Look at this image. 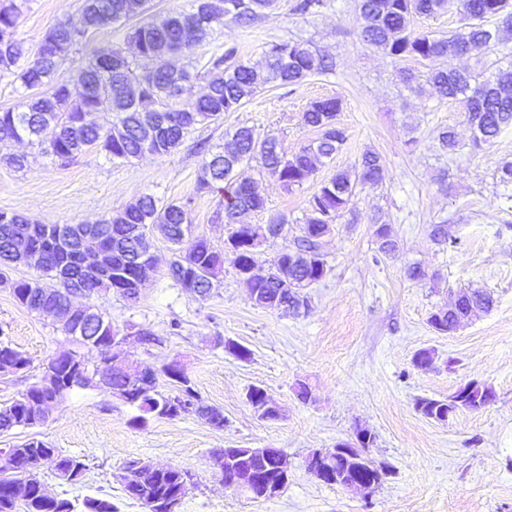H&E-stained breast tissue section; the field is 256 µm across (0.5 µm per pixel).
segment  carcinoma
<instances>
[{
    "label": "carcinoma",
    "mask_w": 512,
    "mask_h": 512,
    "mask_svg": "<svg viewBox=\"0 0 512 512\" xmlns=\"http://www.w3.org/2000/svg\"><path fill=\"white\" fill-rule=\"evenodd\" d=\"M31 0H0V77L8 76L21 90L22 101L15 108L0 111V143L26 141L54 160L67 164L77 156L97 151L110 160L130 162L145 155L164 156L178 148L186 134L198 125L216 123L224 113L235 112L271 81L294 86L314 75L334 72L330 57L319 54L299 40L268 43L266 63L262 68L245 64L235 43L224 44V50L213 53L192 73L177 70L167 57L190 50L216 26L233 24L248 26L263 12L275 7L277 0H193L188 10H172L163 16L149 17L148 0H86L82 24L75 26L61 21L41 37L34 54H29L18 33V21ZM462 28L447 36L432 31H418L413 21L433 17L443 8L445 0H360L363 20L360 36L363 42L382 48L392 56L413 58L427 67L426 80L444 99L462 103L467 110L473 146L491 144L507 127H512V67L500 69L483 78L466 71H447L436 66L439 58L456 54L460 49L480 53L497 45L500 31L512 27V0H463ZM326 6L325 0H293L291 11L302 16H315ZM142 21L130 28L127 40L134 44L137 57L128 58L118 49L103 46L97 49L73 75L79 87L73 95L70 84L57 79L59 67L79 50L88 33L124 25L135 17ZM208 81L206 93L193 94V82ZM341 100L319 99L302 113L303 125L317 131L318 137L299 151L288 154L280 139L266 133L259 135L251 127H239L224 136V145L216 153L202 159L198 190L219 194L224 209V222L234 225V232L224 241V249L214 248L203 235H192L185 223L184 203L160 206L154 195L144 193L135 203L115 212L109 218L79 224H47L35 217L0 212V285L6 284L14 299L27 310L48 313L65 322L67 336H82L88 346L80 363L89 373L110 361L112 321L97 312L84 318L72 315V296L76 289L90 297L112 289L123 298H139L140 289L128 288L131 279L143 285L153 271L152 258L145 263L137 259L151 250L147 233L154 229L178 249L169 265L168 275L181 287L207 293L211 276L229 262L242 271L253 260L243 243L232 242L237 235L263 238L283 232L288 220L277 218L268 224L245 226L236 223L243 212L265 209V198L256 182L236 177L237 169L253 160L261 164L260 172L274 178L287 191L302 187L318 170V165L333 158L347 141L345 129L336 122ZM106 112L110 118L100 124L87 116ZM385 179V168L379 154L367 151L361 157L357 176L339 171L320 184L308 199L307 213L299 225L301 235L295 238L296 260L289 252L273 261L275 270L266 277L243 282L249 293H258V307L296 314L308 306L302 290L320 281L328 268L321 253L319 234L312 228H325L353 210L359 185L377 187ZM104 225L105 255L100 270L83 272L73 254H64L58 245L60 228L76 236ZM389 224H377L373 231L378 251L390 255L397 242ZM194 240L185 242L189 236ZM432 240L439 246L453 248L457 239L448 238V225L435 224ZM40 249L43 261L35 279H14L11 273L26 261L32 249ZM456 306L445 310L439 322H430L441 333L455 330L461 320L493 306L490 293L467 289L456 295ZM21 363L30 367V359L18 349L0 342V361ZM79 377V367L63 354L58 359V383L53 388L31 385L21 396L0 405V434L11 431L18 416L28 412L33 402H62ZM178 396L160 389V377L136 380L119 368L111 370L106 392L137 410L131 424L143 428L154 419L177 420L182 414L198 411L210 425L224 427V413L202 401L188 374L171 381ZM447 399L422 398L416 410L425 418L442 421L448 413ZM265 458L251 457L240 465L259 474L278 476L277 454ZM19 469L0 473V512H70L72 501L46 494L30 462L44 459L57 473L85 469L74 456L48 447L32 437L13 449ZM188 471L165 467L154 471L135 494L122 486L124 495L154 508V502L181 493L183 477ZM81 512H119L107 498L87 497L76 505Z\"/></svg>",
    "instance_id": "cac0c4a2"
}]
</instances>
